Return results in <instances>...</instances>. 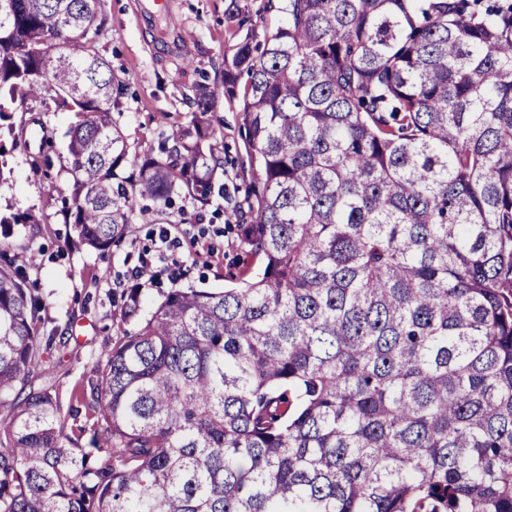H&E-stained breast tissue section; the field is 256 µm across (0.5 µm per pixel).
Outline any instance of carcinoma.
Returning <instances> with one entry per match:
<instances>
[{
    "label": "carcinoma",
    "instance_id": "obj_1",
    "mask_svg": "<svg viewBox=\"0 0 512 512\" xmlns=\"http://www.w3.org/2000/svg\"><path fill=\"white\" fill-rule=\"evenodd\" d=\"M101 0H0V121L72 112L70 206L105 251L222 166L240 109L262 268L172 288L91 369L89 448L32 375L56 345L0 265V512H512V3L286 0L160 153H130ZM156 206L136 209V195Z\"/></svg>",
    "mask_w": 512,
    "mask_h": 512
}]
</instances>
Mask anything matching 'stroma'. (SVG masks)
<instances>
[{
	"label": "stroma",
	"instance_id": "35a3bbf8",
	"mask_svg": "<svg viewBox=\"0 0 512 512\" xmlns=\"http://www.w3.org/2000/svg\"><path fill=\"white\" fill-rule=\"evenodd\" d=\"M284 0H101L102 32L96 43L112 66L122 91L112 109L131 151H157L193 118L191 100L200 82L221 81L224 60L249 39L264 42L284 18ZM240 101L220 99L212 113L224 159L214 194L200 204L179 192L172 206L150 223H135L109 251L80 245L67 213L68 131L75 117L54 109L52 98L14 104L4 160L11 168L0 182V213L30 211L35 224H9L0 242L9 254L36 253L26 267L29 288L44 306L47 330L61 341L49 356L50 369L35 372L34 386L56 390L62 407L93 363L111 348L120 331V296L134 281L131 270L142 254L153 260V278L143 294L151 300L172 288L205 285L221 289L238 267L246 246L241 214L246 190L256 180L240 128Z\"/></svg>",
	"mask_w": 512,
	"mask_h": 512
}]
</instances>
